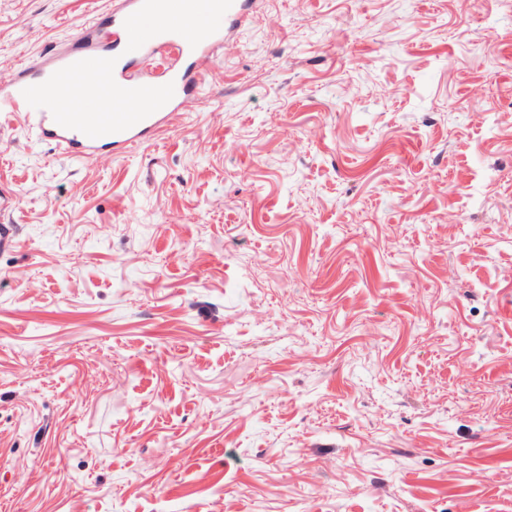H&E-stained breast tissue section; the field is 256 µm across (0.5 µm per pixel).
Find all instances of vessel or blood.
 Here are the masks:
<instances>
[{
  "label": "vessel or blood",
  "instance_id": "1",
  "mask_svg": "<svg viewBox=\"0 0 512 512\" xmlns=\"http://www.w3.org/2000/svg\"><path fill=\"white\" fill-rule=\"evenodd\" d=\"M252 0H186L179 20H167V0H119L104 23L106 38L86 29L72 46L23 62L0 84V112L20 114L41 141L92 161L120 156L151 142L172 113L201 99L204 74L225 32L246 15ZM108 73L113 94L137 110L103 117L65 111L62 88L76 71Z\"/></svg>",
  "mask_w": 512,
  "mask_h": 512
}]
</instances>
